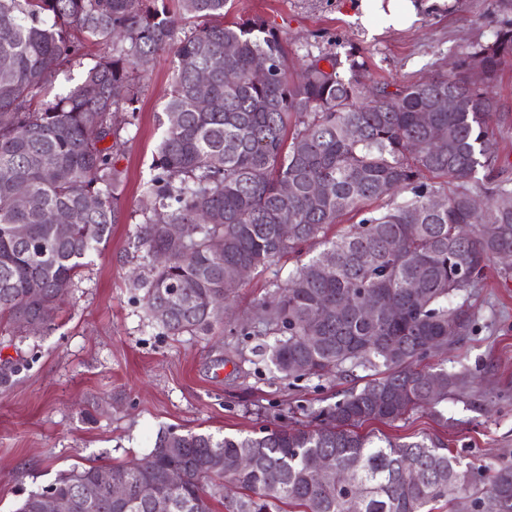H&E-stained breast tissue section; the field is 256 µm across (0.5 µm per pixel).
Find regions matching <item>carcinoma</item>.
Returning a JSON list of instances; mask_svg holds the SVG:
<instances>
[{
	"mask_svg": "<svg viewBox=\"0 0 512 512\" xmlns=\"http://www.w3.org/2000/svg\"><path fill=\"white\" fill-rule=\"evenodd\" d=\"M228 2L176 0L172 13L166 0H0V319L50 328L79 270L108 242L121 172L102 143L118 135L117 113L136 112L133 75L171 48L175 82L148 186L155 205L139 231L157 262L145 282L149 317L174 335L205 333L221 321L209 304L240 284L236 267L261 273L319 240L321 251L270 283L258 324L243 321L238 333L273 337L261 356L284 379L360 367L375 378L321 408L316 425L266 427L259 437L158 434L149 455L120 468L133 487L122 505L98 490L96 466L74 467L50 487L93 498L94 512H156L162 493L173 499L171 512H213L217 497L227 512H273L279 503L302 512H430L441 500L454 512L462 499L469 512H512L511 465L464 463L430 438L356 431L434 409L467 386L461 372L418 363L468 335L473 312L454 299L512 252V182L495 175L499 108L488 94L512 62V28L462 54L450 76L369 89L356 52L314 56L295 71L265 20L224 21ZM186 21L194 28L182 34ZM88 41L107 51L78 85L32 110ZM202 71L210 76L204 88ZM228 71L233 84L224 82ZM479 183L486 202L476 213L470 200ZM52 210L67 214V237L44 222ZM349 214L360 220L327 237ZM17 224L28 228L22 239ZM172 225L182 226V238L169 235ZM389 299L399 305L393 316L384 312ZM367 302L378 305L374 319L360 311ZM169 439L174 456L163 452ZM218 454L224 469L216 471ZM240 454L251 464L239 470ZM319 456L345 472L343 482L320 481L310 466ZM171 465L185 481L164 493L159 474Z\"/></svg>",
	"mask_w": 512,
	"mask_h": 512,
	"instance_id": "1",
	"label": "carcinoma"
}]
</instances>
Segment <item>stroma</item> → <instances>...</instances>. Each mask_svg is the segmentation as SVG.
<instances>
[{
  "instance_id": "1",
  "label": "stroma",
  "mask_w": 512,
  "mask_h": 512,
  "mask_svg": "<svg viewBox=\"0 0 512 512\" xmlns=\"http://www.w3.org/2000/svg\"><path fill=\"white\" fill-rule=\"evenodd\" d=\"M358 4L232 0L227 18L262 17L298 65L311 54L357 49L368 66L362 82L393 85L450 73L461 53L512 22V0H444L436 10H420L407 28L372 34L352 20ZM172 57L161 52L135 77L137 111L112 149L122 181L120 217L107 245L82 270L52 329L33 334L0 323V367L15 369L0 385V512H16L29 493L72 467L118 468L144 457L161 432L255 436L266 426L310 421L354 385L336 374L281 379L256 353L263 337L229 333L254 316L271 281L287 278L296 266L291 256L245 279L209 333L174 335L147 317L136 279L149 277L153 261L136 236L154 203L146 183L164 132L159 116L173 82ZM489 92L506 115L493 130L498 166L512 180V68ZM467 303L474 313L468 335L422 364L465 371L468 387L438 409L370 421L361 431L408 442L437 436L465 460L512 465V279L488 270Z\"/></svg>"
}]
</instances>
